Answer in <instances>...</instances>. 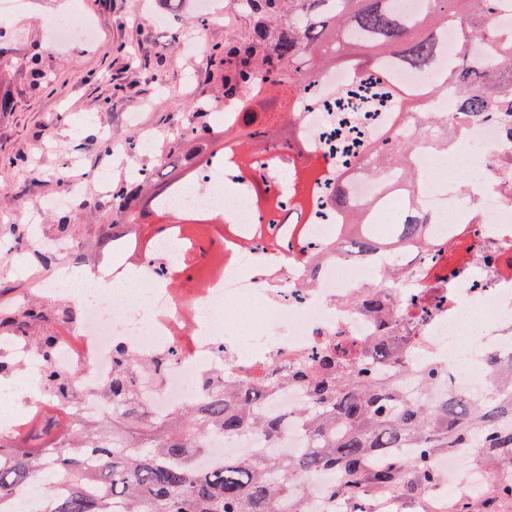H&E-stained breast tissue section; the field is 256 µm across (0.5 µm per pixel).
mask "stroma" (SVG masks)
I'll use <instances>...</instances> for the list:
<instances>
[{
    "mask_svg": "<svg viewBox=\"0 0 512 512\" xmlns=\"http://www.w3.org/2000/svg\"><path fill=\"white\" fill-rule=\"evenodd\" d=\"M81 2L97 26L90 48L78 42L66 52L49 46L40 19L49 0H32L30 12L17 22L12 56L20 64L10 71L6 88L14 108L0 112V188L8 194L0 202V243L8 246L0 254V281L17 296L31 292L29 271L41 243L56 235V215L43 204L59 193L60 166L73 162L87 177L84 197L93 199L97 187L89 176L97 169L107 168L117 180L129 167L151 165V156L137 151L143 131L162 136L191 125L195 103L212 96L217 85L216 65L225 47L252 26L236 0H222L225 18H207L198 26L205 50L196 55L180 44L198 28L186 27L178 13L159 24L141 0ZM103 125L127 146L129 157L99 149ZM106 222L95 211L78 223L81 248L70 257L75 280L91 271Z\"/></svg>",
    "mask_w": 512,
    "mask_h": 512,
    "instance_id": "stroma-1",
    "label": "stroma"
}]
</instances>
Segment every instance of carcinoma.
I'll return each mask as SVG.
<instances>
[{"label": "carcinoma", "instance_id": "cac0c4a2", "mask_svg": "<svg viewBox=\"0 0 512 512\" xmlns=\"http://www.w3.org/2000/svg\"><path fill=\"white\" fill-rule=\"evenodd\" d=\"M496 0H430L420 12L402 9L399 0H242L244 11L257 17L250 35L232 46L222 61L219 96L197 104L199 126L176 135L156 159L154 170L143 168L138 180L122 181L97 207L107 206L112 223L104 225L98 243L106 247L118 232L142 243L139 219L147 214L170 217L159 198L174 183L189 181L184 167L188 158L203 163L207 153H217L238 168L269 166L271 141L291 149L301 159L293 172L288 198L299 212L313 209L319 186L325 183L318 156L299 143L290 122V97L306 89L317 74L336 67L342 45L363 50L366 59L346 66L356 77L386 78L381 62L389 60L408 69L431 75L420 91L397 88L382 92L393 96L400 111L415 115L416 126L400 138L389 136L371 146L372 157L365 174L378 177L393 172L412 187L417 174L411 166L413 148L424 141L448 149V119L430 112L427 101L448 94L456 98L453 111L465 122L491 121L512 126V39L502 42L493 28ZM458 28L463 46L483 45L493 55L489 67L463 53L437 66L443 52L442 34L448 25ZM220 102H235L243 109L240 126L228 132L212 121ZM360 130L348 127L336 136L335 161L343 163L356 146ZM348 169L336 173L326 205L342 216L344 224L369 222V205H351L347 196ZM89 208L79 196L71 212L58 216L60 232ZM425 213L405 209L398 213L386 243L353 229L348 253L362 258L386 251L393 279L398 272L399 251L406 242L428 247ZM370 291L359 300L372 315L394 321L392 312L373 302ZM78 317L69 302L52 311L32 307L24 311L0 310V336L14 332L26 336L42 352L47 368L42 384L59 405L74 396V376L53 368L57 349L55 329ZM115 374L105 387L118 402L112 411V434L80 430L75 440L37 453L18 449L15 441L0 440V503L26 484L39 480L45 498L35 512H305L298 486L325 472L338 479L324 489L332 499L355 503L389 493L399 496L404 486L423 494L441 486L432 467L435 455L456 448H474L478 459L498 461L493 477V504L512 501V378L499 384L489 400L470 405L448 391L433 406L400 394V385L413 375L425 390L446 381V370L404 359L386 336L371 349L348 358L336 346L323 347L297 366L288 380L306 390L311 403L300 417L310 434V445L293 457L266 452L276 447L281 435L278 422L257 416L267 384L253 382L227 388L217 378L206 381L210 394L204 405L177 412L171 420H157L139 407L132 369L140 361L126 351L114 356ZM52 417L41 421L24 439L52 435ZM252 437L258 449L249 456L225 460L203 470L199 467L212 435ZM395 448L412 449L410 463L395 459Z\"/></svg>", "mask_w": 512, "mask_h": 512}]
</instances>
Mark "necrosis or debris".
I'll return each mask as SVG.
<instances>
[{
	"label": "necrosis or debris",
	"mask_w": 512,
	"mask_h": 512,
	"mask_svg": "<svg viewBox=\"0 0 512 512\" xmlns=\"http://www.w3.org/2000/svg\"><path fill=\"white\" fill-rule=\"evenodd\" d=\"M356 85L349 70L327 69L297 97L296 138L311 145L323 163L332 161L329 123L336 116V99ZM364 124V139L370 142L405 133L412 120L389 101L367 111ZM413 165L420 179L411 195L384 192L360 173L350 182L354 200H376V218L416 205L429 216L427 233L439 246L431 260L416 248L406 250L402 286L383 290L397 316L394 328L357 305L382 261H355L341 253L344 227L335 213L298 224L290 210H280L271 219L280 249L260 244L259 227L270 219L255 206L254 194L260 186L281 193L287 164L269 169L261 182L253 173L218 165L197 171V186L170 189L163 203L173 216L223 214V223L208 225L207 236L223 242L224 268L207 280L172 286L162 272L187 264L182 234L169 232L147 247L124 235L115 238L113 252L129 255V262L95 273L89 292L76 297L80 321L60 337L57 362L76 374L72 412L88 419L111 414L113 403L102 390L112 378L113 354L120 346L143 360L133 375L137 399L157 419L202 401L201 381L216 370H223L226 381L241 384L268 377L272 385L260 412L280 420L281 446L294 453L307 445L296 412L308 395L289 385L288 371L323 346L336 343L360 352L391 334L409 359L447 368L461 398L488 400L492 379L486 359L500 355L505 337L512 335V191L506 188L512 176V137L499 124H469L454 138L449 156L420 145ZM460 182L476 197V210H469L457 191ZM46 246L61 260L50 277L32 274L34 293H69L68 258L75 245L52 238ZM308 247L326 255L314 274L302 255ZM129 281L138 283V295L117 297ZM0 348L17 368L14 381L0 383V400L9 405L0 437L10 439L48 404L45 393L27 388L28 382L41 380L46 365L27 341L5 336ZM471 454V449H457L435 457L434 467L454 488L488 482Z\"/></svg>",
	"instance_id": "necrosis-or-debris-1"
}]
</instances>
